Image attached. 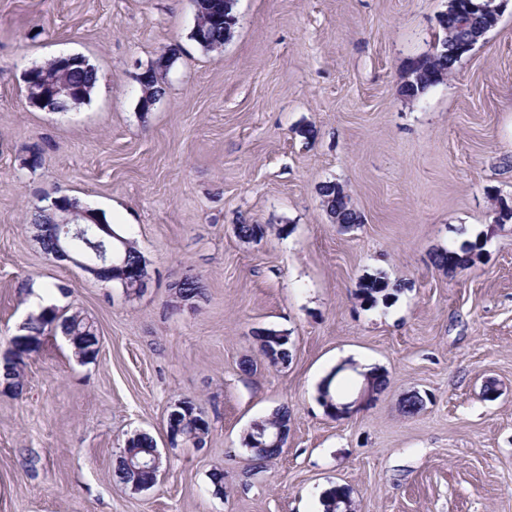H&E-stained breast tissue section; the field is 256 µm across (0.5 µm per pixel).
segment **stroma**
I'll use <instances>...</instances> for the list:
<instances>
[{"label":"stroma","mask_w":512,"mask_h":512,"mask_svg":"<svg viewBox=\"0 0 512 512\" xmlns=\"http://www.w3.org/2000/svg\"><path fill=\"white\" fill-rule=\"evenodd\" d=\"M447 7L235 0L232 36L209 52L190 38L191 0H0V351L36 280L65 286L101 334L89 363L45 334L21 387L0 384V512H323L336 485L359 512H512V221L497 204L512 198V0L446 83L408 100L406 69L432 51ZM64 53L97 68L90 100L30 104L25 71ZM165 53V93L142 112L137 78ZM328 181L361 224L332 223ZM60 195L136 241L143 293L43 251L26 217ZM243 223L265 236L238 238ZM480 234L475 267L434 266ZM188 275L206 297L179 307L171 288ZM370 275L403 289L364 305ZM262 329L288 333L287 365L269 366ZM364 366L384 389L328 416L322 380L336 373L347 396ZM414 393L424 404L404 413ZM184 397L206 412L205 448L163 443ZM283 406L286 447L249 469L250 426ZM141 432L164 471L136 493L112 465Z\"/></svg>","instance_id":"35a3bbf8"}]
</instances>
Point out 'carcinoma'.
Returning a JSON list of instances; mask_svg holds the SVG:
<instances>
[{"label":"carcinoma","instance_id":"carcinoma-1","mask_svg":"<svg viewBox=\"0 0 512 512\" xmlns=\"http://www.w3.org/2000/svg\"><path fill=\"white\" fill-rule=\"evenodd\" d=\"M224 2L225 0H200L198 2L202 20L199 27L204 31V40L197 41V44L207 51L221 49L227 35L236 25V17L232 10L223 9ZM473 3L480 5V9L469 12L463 2L458 8L452 3L448 5V12L444 14L446 25L442 28L443 37L439 40L435 51L425 55L422 59L425 76L419 82L403 87V94L407 98L417 100L429 88L443 83L444 78L452 73L455 64L459 61L455 54L457 44L472 38L477 30L485 28L495 21V0H473ZM37 76L59 86L56 102H63L68 108L88 100L98 81L96 67L82 59L67 62L63 66L53 61L40 67ZM145 91L148 92L150 99L162 94L161 82L157 81L150 71L140 77V92ZM339 187L340 184L337 182L323 184L320 188L322 204L337 211L344 224L354 226L362 223L361 215L351 206L347 195L341 193ZM55 222L56 214L40 206L35 208L29 218V223L32 224L43 249L49 255L55 248L51 232ZM112 247L118 251L120 258L124 259L126 264L135 266L145 264V257L136 242L122 234L119 235V239L108 241L99 239L90 230L86 233L85 240L77 243V249L82 256L93 249L107 251ZM482 250L481 241L466 240L457 249H448L436 254L435 265L453 274L467 268V264L471 262L467 255L473 254L479 258L482 256ZM401 290V285L392 284L382 276H370L360 282L356 296L362 302L375 306L380 302L389 303ZM180 293L185 299L194 302L204 296V289L198 278L186 276L180 283ZM26 330L34 338L44 335L47 331L59 332L67 337V342L75 356H81L90 361L97 356L99 344L97 328L94 322L80 310L60 312L53 308L42 312L28 319ZM23 366L24 361L21 358L0 365L4 371V379L9 386L17 388L21 385ZM181 402L184 407L175 410L178 418L173 421L166 420L165 430L177 429L178 425L186 419L185 410L188 409L195 415L202 411V407L193 398L185 397L181 399ZM155 447H157L156 440L147 433H137L128 438L115 460L114 476L117 481L130 489L144 481V476L129 465L127 454L133 452L136 456L141 457Z\"/></svg>","mask_w":512,"mask_h":512}]
</instances>
